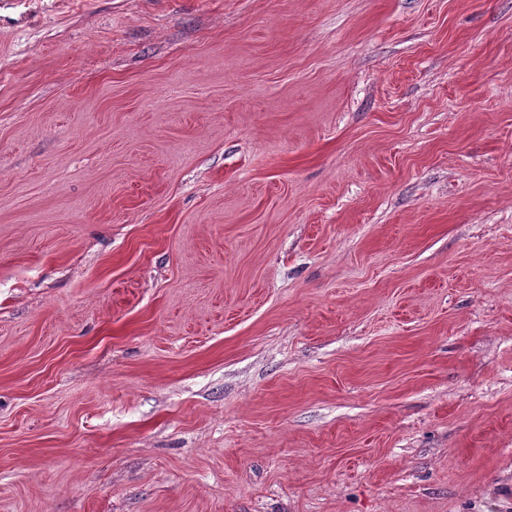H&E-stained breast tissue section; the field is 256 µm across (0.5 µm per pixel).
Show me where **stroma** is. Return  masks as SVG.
<instances>
[{
    "label": "stroma",
    "instance_id": "35a3bbf8",
    "mask_svg": "<svg viewBox=\"0 0 512 512\" xmlns=\"http://www.w3.org/2000/svg\"><path fill=\"white\" fill-rule=\"evenodd\" d=\"M0 512H512V0H0Z\"/></svg>",
    "mask_w": 512,
    "mask_h": 512
}]
</instances>
